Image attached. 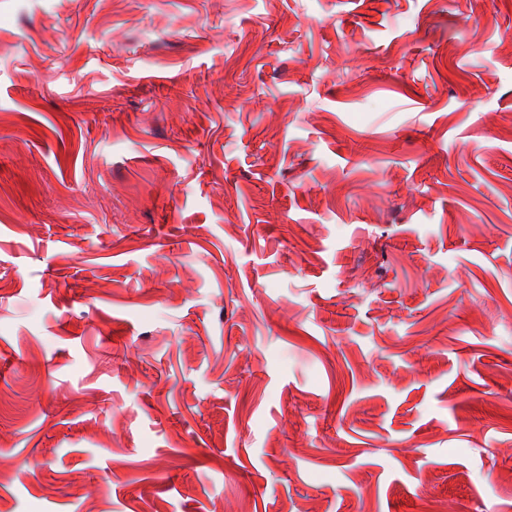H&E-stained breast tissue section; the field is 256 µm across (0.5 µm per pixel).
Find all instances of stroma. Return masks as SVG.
<instances>
[{
  "label": "stroma",
  "mask_w": 512,
  "mask_h": 512,
  "mask_svg": "<svg viewBox=\"0 0 512 512\" xmlns=\"http://www.w3.org/2000/svg\"><path fill=\"white\" fill-rule=\"evenodd\" d=\"M512 0H0V512H512Z\"/></svg>",
  "instance_id": "stroma-1"
}]
</instances>
